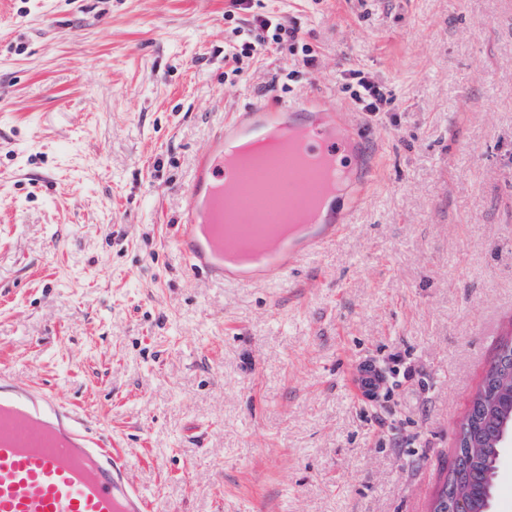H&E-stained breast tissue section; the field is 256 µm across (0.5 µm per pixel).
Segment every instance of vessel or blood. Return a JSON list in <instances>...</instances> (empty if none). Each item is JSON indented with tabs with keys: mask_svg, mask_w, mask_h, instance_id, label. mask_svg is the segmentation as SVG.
<instances>
[{
	"mask_svg": "<svg viewBox=\"0 0 512 512\" xmlns=\"http://www.w3.org/2000/svg\"><path fill=\"white\" fill-rule=\"evenodd\" d=\"M278 126L301 130L309 150L335 163L352 165L366 134L351 121L338 117L334 102L317 96H300L270 105L257 101L246 111L233 113L215 133L210 147L195 163L174 241L187 269L205 279L225 284L252 285L260 279L287 278L312 251L336 240L364 201L376 173L368 165L354 176L342 209L324 207L316 224L283 253L265 261L263 275L232 270L226 258L248 248L249 236L261 232L258 224L226 225L222 252L208 243L215 217L213 189H221L222 204L248 211V188L257 181L278 184L287 179L289 195H275L265 210L266 223L279 224L319 195L315 174L275 158L237 171L224 165L228 145L254 140ZM265 223V224H266ZM148 502L131 481L123 455L82 428L73 409L41 390H21L0 380V512H147Z\"/></svg>",
	"mask_w": 512,
	"mask_h": 512,
	"instance_id": "b4317fda",
	"label": "vessel or blood"
}]
</instances>
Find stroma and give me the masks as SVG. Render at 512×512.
<instances>
[{"mask_svg":"<svg viewBox=\"0 0 512 512\" xmlns=\"http://www.w3.org/2000/svg\"><path fill=\"white\" fill-rule=\"evenodd\" d=\"M317 54L225 73L230 0H0V376L56 394L158 512H430L512 336V0H267ZM395 101L380 170L283 283L190 273L232 113ZM358 80L355 86H352L351 98L366 112H380L382 106L391 103L389 91L360 74H356Z\"/></svg>","mask_w":512,"mask_h":512,"instance_id":"obj_1","label":"stroma"}]
</instances>
